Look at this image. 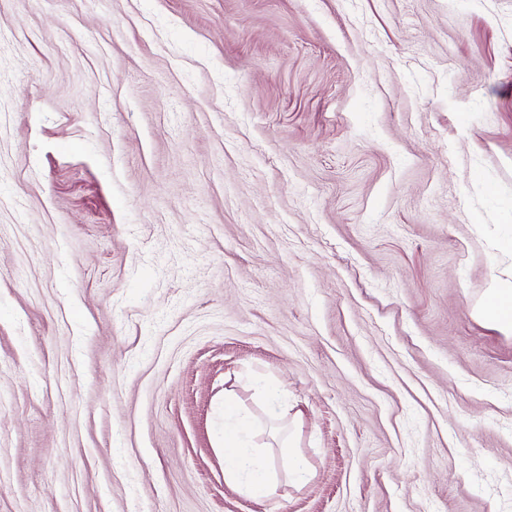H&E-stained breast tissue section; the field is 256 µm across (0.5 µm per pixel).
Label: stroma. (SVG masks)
Listing matches in <instances>:
<instances>
[{
    "label": "stroma",
    "mask_w": 512,
    "mask_h": 512,
    "mask_svg": "<svg viewBox=\"0 0 512 512\" xmlns=\"http://www.w3.org/2000/svg\"><path fill=\"white\" fill-rule=\"evenodd\" d=\"M510 237L512 0H0V512H512ZM512 311V277L502 278L493 275L490 279L487 296L479 307L478 314L485 320L496 324L500 332L512 334V317L507 314ZM247 421L236 408L235 395L224 393V481L242 494L258 496L270 493L272 479L265 468L259 448L246 438ZM280 451L288 462L287 472L289 480L294 483L308 480L311 476V469L303 458L298 457L296 450L284 443L280 445Z\"/></svg>",
    "instance_id": "obj_1"
}]
</instances>
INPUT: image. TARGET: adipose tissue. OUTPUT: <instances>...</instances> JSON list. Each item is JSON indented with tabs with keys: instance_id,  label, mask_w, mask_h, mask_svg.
Returning <instances> with one entry per match:
<instances>
[{
	"instance_id": "adipose-tissue-1",
	"label": "adipose tissue",
	"mask_w": 512,
	"mask_h": 512,
	"mask_svg": "<svg viewBox=\"0 0 512 512\" xmlns=\"http://www.w3.org/2000/svg\"><path fill=\"white\" fill-rule=\"evenodd\" d=\"M478 314L496 324L500 332L512 334V277L492 276ZM247 421L240 416L233 392L224 394V480L242 494L257 496L271 492L273 482L259 448L246 438Z\"/></svg>"
}]
</instances>
